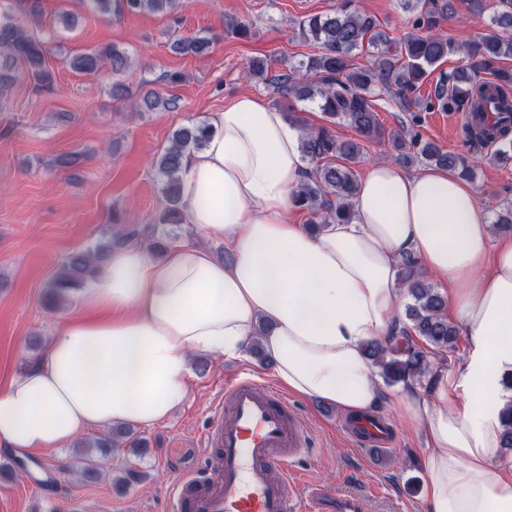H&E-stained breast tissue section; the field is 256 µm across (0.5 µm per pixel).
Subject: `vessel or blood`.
<instances>
[{"mask_svg":"<svg viewBox=\"0 0 512 512\" xmlns=\"http://www.w3.org/2000/svg\"><path fill=\"white\" fill-rule=\"evenodd\" d=\"M364 443H390L384 424L364 416L347 425ZM213 453L207 475H183L171 487L174 512H370L369 500L307 487L296 465L308 434L288 398L247 375L224 385L204 436Z\"/></svg>","mask_w":512,"mask_h":512,"instance_id":"vessel-or-blood-1","label":"vessel or blood"}]
</instances>
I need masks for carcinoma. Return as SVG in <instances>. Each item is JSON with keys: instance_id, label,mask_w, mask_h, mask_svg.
I'll return each mask as SVG.
<instances>
[{"instance_id": "cac0c4a2", "label": "carcinoma", "mask_w": 512, "mask_h": 512, "mask_svg": "<svg viewBox=\"0 0 512 512\" xmlns=\"http://www.w3.org/2000/svg\"><path fill=\"white\" fill-rule=\"evenodd\" d=\"M22 16L0 18V99L4 98L24 75L39 90L55 89V76L47 61L44 42L33 30L41 14L40 0H19ZM404 8L418 12L416 32L399 39L377 30V22L368 15L342 7L331 14L313 15L298 23L306 42L319 45L283 74H269L266 59H254L249 74L273 88L282 97H294L316 104L326 124L301 129V146L312 167L293 192L294 202L310 215L315 231L334 223H348L354 217L353 198L357 194L356 166L365 161L369 144H388L395 159L411 166L434 163L458 173L463 179L473 175L475 159L484 146H497L495 156L506 163L512 160V72L498 67L499 60L512 56V0H498L501 10L486 30L468 42L459 43L434 31L441 19L454 9V0H403ZM102 16L112 11L168 13L177 9L179 0H92ZM426 33H420V30ZM211 40L197 37L177 42L183 52L203 53ZM376 50L367 66H355L353 57L364 47ZM453 54L463 55L464 63L441 76L424 101L409 94L425 81L432 69ZM109 64L112 75L122 74L128 57L111 47H97L72 57L71 66L82 73L94 74ZM490 75L489 81L481 76ZM382 94L398 99L401 105L425 110L464 112L469 121L462 129L466 152H443L429 142L409 140L400 132H387L380 123L375 102ZM344 123L357 137L339 139L333 126ZM213 127L200 123L183 126L173 134L170 144L156 160L163 176L164 217L172 224L183 223L180 171L187 154L203 149ZM106 254L101 249L71 252L47 286L44 300L49 308H58L69 293L80 288L100 272ZM400 278L413 303L406 309L409 326L387 343L370 340L365 350L390 384L423 376L429 370L426 354L412 340L416 335L426 343L450 351L456 348L458 330L448 322V301L425 281L417 261L405 257ZM131 431L119 429L92 441L76 443L81 477L86 482L101 478L98 456L107 455Z\"/></svg>"}]
</instances>
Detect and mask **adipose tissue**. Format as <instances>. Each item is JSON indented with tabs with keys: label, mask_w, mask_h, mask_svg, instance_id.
I'll use <instances>...</instances> for the list:
<instances>
[{
	"label": "adipose tissue",
	"mask_w": 512,
	"mask_h": 512,
	"mask_svg": "<svg viewBox=\"0 0 512 512\" xmlns=\"http://www.w3.org/2000/svg\"><path fill=\"white\" fill-rule=\"evenodd\" d=\"M211 124L180 193L186 224L228 259L187 242L159 261L111 251L47 354L0 390V450L156 425L185 400L191 355L242 359L256 340L289 392L349 414L385 406L422 437L426 512H512V235L494 234L456 173L390 161L369 168L352 221L310 232L294 219L306 162L287 114L242 94ZM407 255L440 282L465 343L461 368H435L425 390L387 386L364 352L405 326Z\"/></svg>",
	"instance_id": "obj_1"
}]
</instances>
